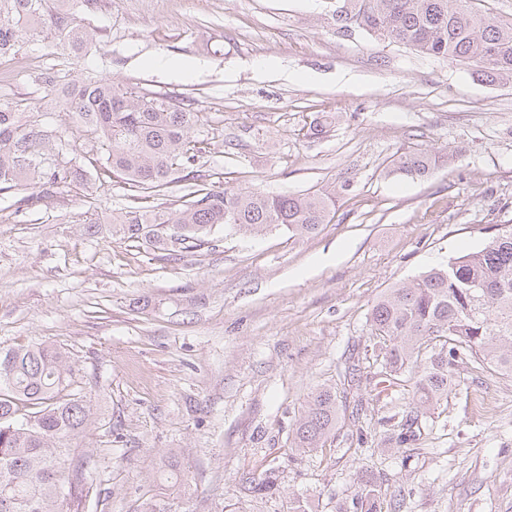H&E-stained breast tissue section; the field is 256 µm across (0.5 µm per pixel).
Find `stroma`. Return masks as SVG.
I'll return each instance as SVG.
<instances>
[{
    "mask_svg": "<svg viewBox=\"0 0 512 512\" xmlns=\"http://www.w3.org/2000/svg\"><path fill=\"white\" fill-rule=\"evenodd\" d=\"M90 22L103 41L80 57L26 42L0 59V98L32 101L29 123L84 171L50 194L0 191V348L68 353L92 408L70 443L87 512L148 499L171 512H291L297 500L336 512L362 470L396 512H512V376L460 363V386L396 445L421 371L379 387L368 320L387 289L512 225V78L344 31L336 0H101ZM51 70L177 98L199 117L207 184L332 187L333 220L305 237L218 228L198 251L112 235L113 210L165 211L170 196L103 171L74 116L47 108ZM433 148L449 160L430 176L391 173L397 152ZM326 385L339 422L300 452L293 425ZM272 467L278 490L249 492Z\"/></svg>",
    "mask_w": 512,
    "mask_h": 512,
    "instance_id": "35a3bbf8",
    "label": "stroma"
}]
</instances>
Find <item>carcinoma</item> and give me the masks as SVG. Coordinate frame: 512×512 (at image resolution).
Listing matches in <instances>:
<instances>
[{
    "mask_svg": "<svg viewBox=\"0 0 512 512\" xmlns=\"http://www.w3.org/2000/svg\"><path fill=\"white\" fill-rule=\"evenodd\" d=\"M352 25L379 39L426 55L473 62L493 82L512 77V22L473 7V0H350ZM99 0H0V58L18 53L27 37L79 56L96 42L88 17ZM62 111L84 128L104 168L134 191L166 192L190 182L166 214L126 210L112 214V232L164 246L173 235L200 248L222 226L241 233L270 227L294 236L318 233L336 213V192L270 195L258 189L215 190L193 168L201 151L191 139L197 114L173 97L119 86L106 78L81 81L52 76ZM24 99L0 102V185L51 188L77 177L50 135L22 122ZM448 160L445 149L408 150L391 172L421 179ZM369 321L384 351V369L397 373L418 360L426 366L415 386L413 413L398 443L414 440L419 414L460 386L456 367L469 358L490 371L512 375V232H498L480 248L390 288L374 302ZM67 352L49 345L0 349V512H84L90 487L84 464L68 467L66 443L88 424L90 403L70 390ZM335 388L323 387L292 429L295 448L322 447L336 429ZM381 478L363 471L353 496L337 512H383Z\"/></svg>",
    "mask_w": 512,
    "mask_h": 512,
    "instance_id": "carcinoma-1",
    "label": "carcinoma"
}]
</instances>
